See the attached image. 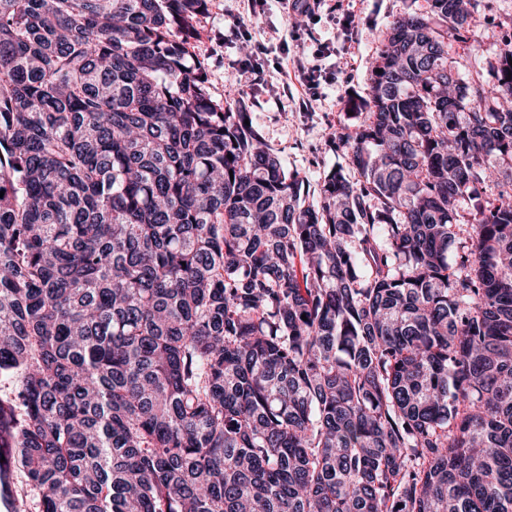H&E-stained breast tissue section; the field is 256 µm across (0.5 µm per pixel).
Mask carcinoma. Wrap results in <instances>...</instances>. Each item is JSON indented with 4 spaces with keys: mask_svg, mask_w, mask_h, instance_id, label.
I'll use <instances>...</instances> for the list:
<instances>
[{
    "mask_svg": "<svg viewBox=\"0 0 512 512\" xmlns=\"http://www.w3.org/2000/svg\"><path fill=\"white\" fill-rule=\"evenodd\" d=\"M465 1L391 23L314 208L206 0H0L1 498L512 512V37L448 56Z\"/></svg>",
    "mask_w": 512,
    "mask_h": 512,
    "instance_id": "obj_1",
    "label": "carcinoma"
}]
</instances>
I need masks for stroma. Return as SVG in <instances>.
<instances>
[{
	"mask_svg": "<svg viewBox=\"0 0 512 512\" xmlns=\"http://www.w3.org/2000/svg\"><path fill=\"white\" fill-rule=\"evenodd\" d=\"M429 0H344L357 28L345 35L331 18L318 21L285 17L278 0H264L249 10L246 0H207L199 18L193 52L201 62L214 100L221 106L242 105L288 173L303 179L307 201L319 200L324 177L347 167L336 149V135L358 122L351 115V96L368 90L371 70L383 34L397 16L427 12ZM478 55L491 54L503 37L512 36V0H479L473 16ZM329 47L320 61L324 72L318 97L300 103L299 86L283 87L278 65L285 56H311L316 44ZM262 45L259 72L250 86H241L234 65L246 49Z\"/></svg>",
	"mask_w": 512,
	"mask_h": 512,
	"instance_id": "stroma-1",
	"label": "stroma"
}]
</instances>
